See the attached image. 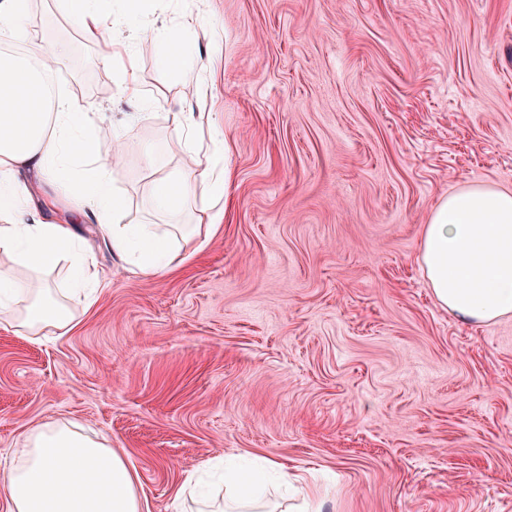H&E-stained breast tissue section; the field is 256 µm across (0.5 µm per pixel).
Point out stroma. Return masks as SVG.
I'll return each instance as SVG.
<instances>
[{
  "mask_svg": "<svg viewBox=\"0 0 512 512\" xmlns=\"http://www.w3.org/2000/svg\"><path fill=\"white\" fill-rule=\"evenodd\" d=\"M179 28L184 71L139 52ZM105 36L135 55L105 64L62 0L0 27L65 44L60 96L123 132L128 222L159 223L154 181L208 148L172 136L180 112L222 132L226 204L148 279L88 214L104 287L47 276L74 328H0V466L68 420L111 439L151 512H177L190 473L261 458L309 471L321 512H512V317L461 322L420 264L439 198L512 190V0H157Z\"/></svg>",
  "mask_w": 512,
  "mask_h": 512,
  "instance_id": "1",
  "label": "stroma"
}]
</instances>
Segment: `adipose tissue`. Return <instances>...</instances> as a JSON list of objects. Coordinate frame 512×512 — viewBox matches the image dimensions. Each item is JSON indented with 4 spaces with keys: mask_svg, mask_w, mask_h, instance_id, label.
<instances>
[{
    "mask_svg": "<svg viewBox=\"0 0 512 512\" xmlns=\"http://www.w3.org/2000/svg\"><path fill=\"white\" fill-rule=\"evenodd\" d=\"M156 0H66L74 26L99 34L106 22L128 24L153 12ZM41 85L21 60L0 57V213L28 202L19 179L32 172L70 199L64 223L0 225V314L12 317L18 336L66 332L73 316L56 301L44 275L66 266L74 283L100 281L82 238L75 232L86 203L97 213L96 231L114 257L150 278L182 262V245L211 235L220 219L208 212L197 223L176 218L198 191L226 193L222 155L197 157L193 168L158 179L152 200L172 224H119L124 199L113 188L114 171L98 162V136L88 113L65 100L38 109ZM421 264L436 301L461 321L483 325L512 315V193L467 185L432 208L421 243ZM28 277H21V270ZM261 470L225 473L226 512H270ZM139 477L105 436H90L74 423L48 422L28 431L9 465L0 468V499L7 512H149Z\"/></svg>",
    "mask_w": 512,
    "mask_h": 512,
    "instance_id": "adipose-tissue-1",
    "label": "adipose tissue"
}]
</instances>
